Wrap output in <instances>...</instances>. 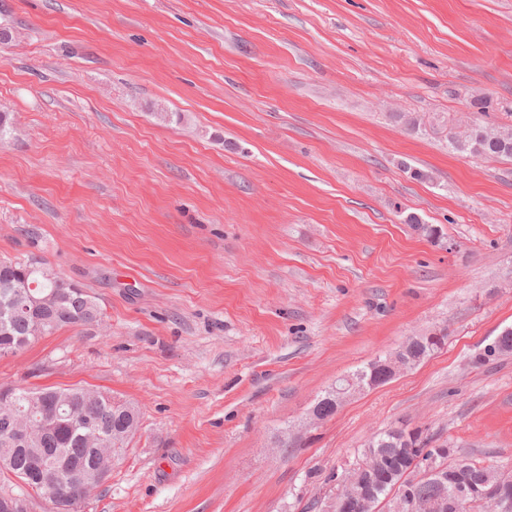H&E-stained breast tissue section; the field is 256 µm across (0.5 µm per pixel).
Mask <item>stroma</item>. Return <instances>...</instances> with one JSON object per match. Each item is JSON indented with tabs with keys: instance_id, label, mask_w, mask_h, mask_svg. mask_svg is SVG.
I'll return each instance as SVG.
<instances>
[{
	"instance_id": "35a3bbf8",
	"label": "stroma",
	"mask_w": 512,
	"mask_h": 512,
	"mask_svg": "<svg viewBox=\"0 0 512 512\" xmlns=\"http://www.w3.org/2000/svg\"><path fill=\"white\" fill-rule=\"evenodd\" d=\"M1 27L0 257L42 258L101 322L0 357V387L141 412L82 512H318L400 422L512 466V354L474 362L512 327V160L428 125L506 123L512 0H0ZM439 329L444 349L271 448L338 377Z\"/></svg>"
}]
</instances>
